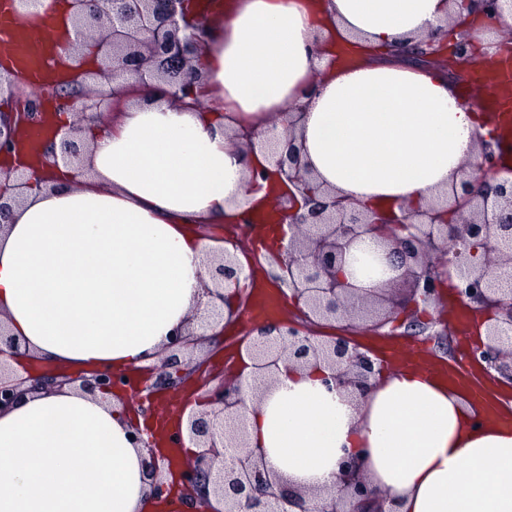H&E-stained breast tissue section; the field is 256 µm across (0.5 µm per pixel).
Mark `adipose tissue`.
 Segmentation results:
<instances>
[{
	"mask_svg": "<svg viewBox=\"0 0 512 512\" xmlns=\"http://www.w3.org/2000/svg\"><path fill=\"white\" fill-rule=\"evenodd\" d=\"M65 11L44 0L23 22L35 35L52 23L61 59L92 53ZM459 16L475 48L494 42L463 0H228L201 50L218 109L135 92L111 129L86 126L81 164L27 190L0 228L10 334L55 368L148 364L198 307L206 261L224 248L196 225L223 223L245 201L246 160L227 134L292 103L305 106L300 133L319 180L365 210L422 205L459 181L489 132L481 100L460 101L442 73L389 56L445 37ZM332 42L376 57L342 68ZM246 427L267 469L297 491L333 487L360 450L392 512H512V429L438 373L386 369L355 397L327 388L321 369L285 362ZM131 431L120 397L75 385L27 393L0 414V512H186L182 499L152 502Z\"/></svg>",
	"mask_w": 512,
	"mask_h": 512,
	"instance_id": "adipose-tissue-1",
	"label": "adipose tissue"
}]
</instances>
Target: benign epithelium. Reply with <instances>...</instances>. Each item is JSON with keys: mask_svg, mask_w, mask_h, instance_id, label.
I'll use <instances>...</instances> for the list:
<instances>
[{"mask_svg": "<svg viewBox=\"0 0 512 512\" xmlns=\"http://www.w3.org/2000/svg\"><path fill=\"white\" fill-rule=\"evenodd\" d=\"M474 2L488 25H501L502 0ZM189 4L190 0H68L76 42L93 40L101 57L97 70L90 72L74 56L73 84L94 73L121 78L130 86L163 82L173 87L168 95L174 103L185 102L177 91L183 85L193 98L202 97L196 90L205 84L195 65L199 40ZM425 45H437L446 52L448 74L456 81L462 77L458 68L474 63L472 44L463 38L450 43L428 40ZM20 79L18 72L0 65V97H6L9 108L0 111V158L16 150L27 127L38 128L45 120L39 98L27 100L16 94ZM58 101L59 108L75 117L56 128L61 159L76 163L86 151L82 128L98 115L86 92L66 94ZM302 109L303 104L297 103L263 131L246 127L228 136L237 153L250 154L257 141L268 149V164H248L246 181V195L261 190L265 194L247 201L235 222L244 228L252 226L270 197L288 198V208L278 212L280 244L272 255L278 268L276 285L286 287L292 301L306 308V321L341 322L342 333L325 338L294 320L273 322L258 330L237 356L247 355L256 378H272L279 364L288 361L298 367L318 366L328 371L325 381L363 394L380 373V362L360 350L348 331L363 322L384 327L401 324L405 314L417 316L420 305L439 298L445 288L440 269L446 267L456 272L459 300L489 315L488 342L471 350L469 363L495 365L512 381V342H505L512 332V280L506 278L512 270V169L500 165L491 142L485 141L469 174L435 200L403 208L399 216L369 213L317 181L298 143ZM33 179L43 181L46 174L0 166V227L9 222L13 206ZM363 236L388 246L385 255L376 254L359 267V274L366 277L383 272L384 287L374 294L355 287L340 273L352 246ZM225 244L224 252L209 260V280L202 282L205 312L215 320L223 319L227 286L243 277L249 280L255 273L252 265L243 270L237 259L238 239L227 238ZM399 288L407 293H396ZM201 340L188 324L170 338L164 357L133 375L100 370L89 378L68 376L66 381H78L80 388L91 393L128 391L136 400L137 412L148 422L155 419L156 392L183 388L189 363L181 356ZM21 354L20 342L0 320V357ZM504 358L511 363L498 364ZM52 380L45 375L17 377L0 360V412L12 406L24 383L39 386ZM259 392L260 386L246 387L236 375L209 391L207 410H179L176 431L168 440L182 448L187 435L196 448L179 467L182 494L190 501L202 500V489L209 486L214 498L224 502L222 509L204 503L206 512H309L306 494L281 487L266 468L261 450L250 446L245 419L261 400ZM169 468L166 456L151 457V494L158 499L171 493L163 476ZM384 503L363 474L359 459L350 456L341 461L335 488L321 498L315 512H393Z\"/></svg>", "mask_w": 512, "mask_h": 512, "instance_id": "obj_1", "label": "benign epithelium"}]
</instances>
